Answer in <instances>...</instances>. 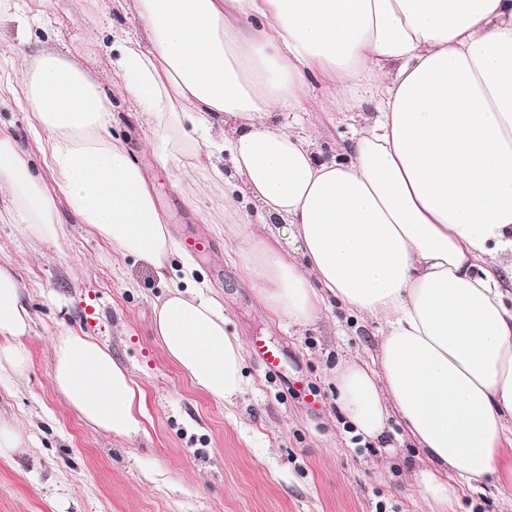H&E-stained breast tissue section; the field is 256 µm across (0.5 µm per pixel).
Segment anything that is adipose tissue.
I'll return each instance as SVG.
<instances>
[{
  "mask_svg": "<svg viewBox=\"0 0 512 512\" xmlns=\"http://www.w3.org/2000/svg\"><path fill=\"white\" fill-rule=\"evenodd\" d=\"M115 2L141 30L113 45L111 84L70 53L9 48L21 81L0 77V108L31 113L55 183L0 131V215L54 244L64 206L163 268L174 243L151 177L111 133L113 98L130 103L203 224L234 229L257 204L269 237L237 257L267 311L305 327L336 303L379 322L377 366L335 370L355 433L384 439L396 415L429 463L414 483L443 512L481 491L512 446V0ZM312 77L337 107L354 91L374 106L327 151L293 118ZM31 322L0 266V384L26 374ZM153 324L195 388L245 395L244 346L212 299L171 290ZM50 379L96 429L142 430L143 389L92 337L62 334Z\"/></svg>",
  "mask_w": 512,
  "mask_h": 512,
  "instance_id": "1",
  "label": "adipose tissue"
}]
</instances>
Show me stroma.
I'll return each mask as SVG.
<instances>
[{
    "label": "stroma",
    "mask_w": 512,
    "mask_h": 512,
    "mask_svg": "<svg viewBox=\"0 0 512 512\" xmlns=\"http://www.w3.org/2000/svg\"><path fill=\"white\" fill-rule=\"evenodd\" d=\"M15 2L31 18L1 15V48L89 41L107 80L109 45L139 28L135 13L113 12L110 0ZM112 106V132L152 170L176 247L161 277L152 263L123 257L69 211L61 213L65 236L55 245L27 240L0 223V266L21 284L32 316L22 340L31 367L23 380L0 386V421L20 424L33 437L23 453L0 458V512H434L412 479L425 465L420 450L409 441L390 448L361 443L336 405L331 371L348 356L367 363L376 357V323L335 306L305 328L264 312L238 262V239L201 224L167 174L155 169L146 128L129 117L122 99ZM301 117L322 148L351 135L349 115L328 105L320 80H312ZM189 237L211 241L213 252L187 253L182 242ZM188 263L243 344L258 338L280 347L284 376L266 377L246 352V395L219 404L168 360L153 309L181 284ZM67 331L105 344L144 390L147 416L138 435L121 439L95 430L54 390L51 342ZM503 463L498 486L466 497L471 512H512V446Z\"/></svg>",
    "instance_id": "obj_1"
}]
</instances>
